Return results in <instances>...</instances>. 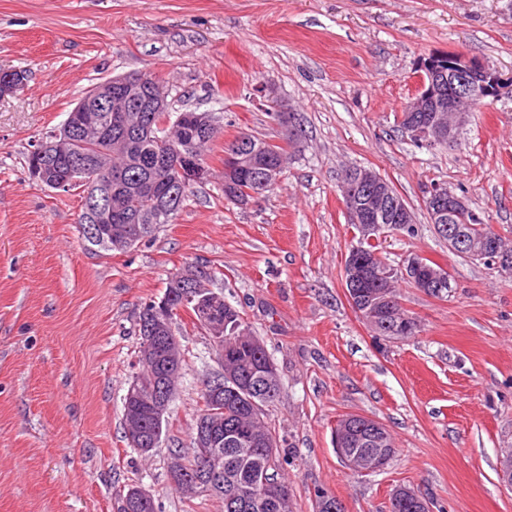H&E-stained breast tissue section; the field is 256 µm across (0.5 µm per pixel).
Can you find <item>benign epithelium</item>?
I'll return each mask as SVG.
<instances>
[{
    "mask_svg": "<svg viewBox=\"0 0 512 512\" xmlns=\"http://www.w3.org/2000/svg\"><path fill=\"white\" fill-rule=\"evenodd\" d=\"M420 88L418 94L405 107V112L414 115L404 127V134L418 143H451L457 133L468 122L472 102L475 99H498L503 93H512V75L503 76L490 68L481 59L463 51H438L422 58L418 63ZM22 86L14 79L13 71H0V95H14ZM115 106L117 112L139 113L136 128L138 132L150 133L155 130L152 113L170 111V102L162 85L149 84L134 74L106 79L81 97L68 113L63 123L64 135L73 138L90 127L99 125L100 112L109 111ZM448 113L450 120L442 119ZM190 120L203 130L219 128L218 122L208 112L182 114L175 118L171 126L184 124ZM264 146L255 145L253 140L242 137L235 144L224 146V174L231 176L241 167L257 169V181L249 190L251 198L273 189L280 181L286 156L270 157L263 153ZM33 153L37 162L30 172L33 181L45 188L63 190L84 176L86 164L83 157L67 151L64 140L35 143ZM158 167H173L179 184H202L209 181L211 168L206 161L194 153L183 154L173 160L168 156L153 159ZM124 179L117 173L109 183L108 191L102 200L89 203L93 221L91 233L108 240L115 247L138 241L143 232H126L119 236L109 223L112 221V207L118 204L116 185ZM345 198L353 199V207L347 211L352 224L364 225L365 231L375 232L382 222L396 224L410 223L408 208L395 194L389 181L374 170L356 167L348 180L341 185ZM429 218L438 235L448 241V249L461 255L466 253L468 244L450 225V217L470 210L469 203L445 185L437 183L429 188L427 198ZM403 277L425 293L434 291V286L446 284L453 288V280L445 267L433 268L422 261L421 256L412 254L405 258L400 268L378 265L367 260L363 248L354 245L344 264V282L347 297L353 307H358L360 296L371 289L367 317L374 322L381 313L391 311L396 299L386 285ZM175 280L184 288L181 302L172 304L174 295L166 292L158 301L150 303L148 316V336L144 337L139 351L138 364L141 373L130 384L126 399L127 441L130 447L147 454L151 447L161 440V423L169 413L178 391L180 374V341L169 336L173 314L188 307L199 316L205 332L219 347L220 377L211 383L209 394L218 400L224 399V389L236 387V367L233 352L238 341L224 336V318L220 314L221 300L210 289L204 287V278L197 266L181 269ZM278 377L276 365L268 362L259 368L258 382L249 392L253 395L262 391L261 383ZM365 432L371 435L366 444L374 447L372 463L364 468L366 472L383 469L389 459L388 450L383 448L386 434L377 420L365 416L355 417L349 430L336 438V448L340 457L347 461L348 445L354 440V433ZM234 442L236 437H222L200 423L194 433V446L197 448H221L224 441ZM208 463L200 468L198 477L180 483L186 497L197 495L213 482L220 473L219 459L206 454ZM264 497L277 502L288 495L289 487L278 481H265L262 486ZM121 512H153L152 495L144 490H123L119 494Z\"/></svg>",
    "mask_w": 512,
    "mask_h": 512,
    "instance_id": "benign-epithelium-1",
    "label": "benign epithelium"
}]
</instances>
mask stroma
Here are the masks:
<instances>
[{
  "label": "stroma",
  "mask_w": 512,
  "mask_h": 512,
  "mask_svg": "<svg viewBox=\"0 0 512 512\" xmlns=\"http://www.w3.org/2000/svg\"><path fill=\"white\" fill-rule=\"evenodd\" d=\"M462 50L512 72V0H0V68L26 71L0 99V512H117L140 486L162 512H224L169 480L188 448L200 390L218 369L187 315L174 328L185 367L166 432L150 454L125 438L123 398L139 370V315L188 263L217 271L213 291L263 340L284 390L270 409L293 512L326 491L346 512H386L409 486L430 512H512L499 473L512 448V275L458 257L423 205L434 183L512 231V95L474 106L457 142L417 147L398 134L419 59ZM158 77L173 111L213 112L209 181L175 223L124 252L80 232L78 192L37 186L25 155L96 83ZM300 130L280 183L249 205L224 198V146L241 134L276 144ZM390 181L415 235L388 236L450 271L447 298L401 286L420 330L375 335L349 303L355 243L339 181L346 167ZM382 422L384 470L351 469L339 420Z\"/></svg>",
  "instance_id": "1"
}]
</instances>
